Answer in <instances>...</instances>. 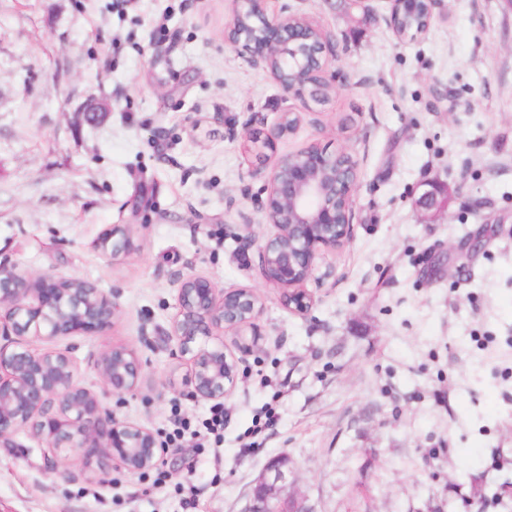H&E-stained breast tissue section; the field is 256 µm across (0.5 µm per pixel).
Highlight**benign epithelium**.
I'll return each instance as SVG.
<instances>
[{
    "mask_svg": "<svg viewBox=\"0 0 512 512\" xmlns=\"http://www.w3.org/2000/svg\"><path fill=\"white\" fill-rule=\"evenodd\" d=\"M251 5L261 30L240 29L238 19L227 41L263 68L284 92L321 99L312 81L290 87L280 78L295 64L310 75L326 79L333 46L305 16L282 6L277 14L267 0H239ZM301 120L299 112H284L271 128L247 127L245 142L254 146L257 162L251 175L263 180L262 210L271 231L264 236L245 229L241 239L257 247L262 275L281 290L288 310L307 313L313 295L304 288L320 256L348 244L354 214L357 163L345 151L328 153L317 146L279 156L269 168L264 162L277 141ZM448 203L447 190L430 184L416 200L424 222L431 223ZM114 253L130 252V231L114 226L99 241ZM177 312L167 341L172 355L186 359L190 370L181 391L196 400L217 401L237 383L240 365L251 345L238 341L224 347V333L234 336L262 312L260 297L251 288H219L210 279L188 274L176 284ZM117 311L112 295L76 278L49 273L22 274L0 262V442L24 433L56 455L77 457L86 471L106 453L129 473H141L175 452L159 441L154 430L118 419L98 392L75 381V363L66 349L36 352L30 341H55L75 333H96L111 326ZM94 366L106 390L121 396L136 391L142 381L138 351L114 344L103 349ZM295 478L288 456L270 459L255 480L246 512H310L283 493Z\"/></svg>",
    "mask_w": 512,
    "mask_h": 512,
    "instance_id": "7a95c632",
    "label": "benign epithelium"
}]
</instances>
